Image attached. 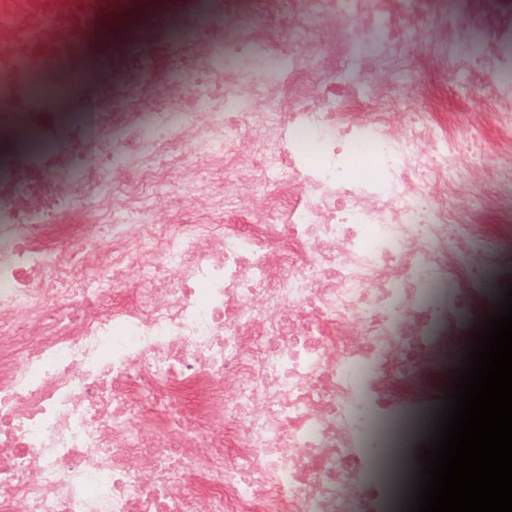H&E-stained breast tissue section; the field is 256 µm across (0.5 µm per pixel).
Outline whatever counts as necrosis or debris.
<instances>
[{
  "label": "necrosis or debris",
  "mask_w": 512,
  "mask_h": 512,
  "mask_svg": "<svg viewBox=\"0 0 512 512\" xmlns=\"http://www.w3.org/2000/svg\"><path fill=\"white\" fill-rule=\"evenodd\" d=\"M512 284V0H0V512H400Z\"/></svg>",
  "instance_id": "necrosis-or-debris-1"
}]
</instances>
